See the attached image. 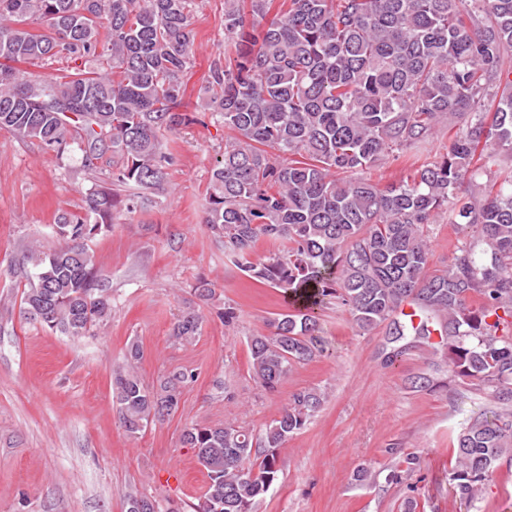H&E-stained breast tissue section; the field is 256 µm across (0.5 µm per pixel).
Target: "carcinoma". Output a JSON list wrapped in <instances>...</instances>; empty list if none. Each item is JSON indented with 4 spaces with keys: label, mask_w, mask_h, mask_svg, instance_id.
Returning a JSON list of instances; mask_svg holds the SVG:
<instances>
[{
    "label": "carcinoma",
    "mask_w": 512,
    "mask_h": 512,
    "mask_svg": "<svg viewBox=\"0 0 512 512\" xmlns=\"http://www.w3.org/2000/svg\"><path fill=\"white\" fill-rule=\"evenodd\" d=\"M224 0V66L211 70L209 109L234 136L210 172L204 224L248 277L302 299L251 338V377L274 392L297 364L324 351L328 297L367 332L387 325L448 342V371L486 389L498 409L456 439L452 481L473 504L505 456L512 458V170L465 199L466 176L512 158V0ZM190 0H0V130L65 152L76 146L92 171L112 157L111 186L91 188L82 213L62 211L56 246L37 239L22 257L27 319L72 337L112 314L88 240L168 191L163 138L191 123L180 111L191 61ZM39 20L37 33L29 21ZM103 52H98L101 41ZM65 52L94 65L69 80L32 83L9 61ZM454 132L439 159L399 183L365 173L419 154L442 127ZM288 156L277 160L269 150ZM137 192L121 196L120 189ZM463 241L431 269L425 228L442 209ZM265 239L275 249L254 258ZM186 306L171 327L179 344L201 334ZM130 343L112 367V398L131 437L179 409L194 374L174 368L149 386ZM316 389L291 395L255 434L241 423L192 425L209 483L193 512H251L281 473L279 449L322 408ZM127 512H172L138 490Z\"/></svg>",
    "instance_id": "carcinoma-1"
}]
</instances>
